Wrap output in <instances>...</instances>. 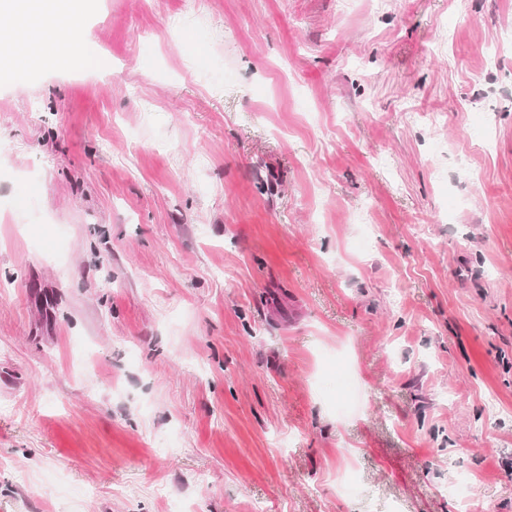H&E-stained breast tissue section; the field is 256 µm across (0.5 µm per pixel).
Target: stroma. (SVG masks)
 <instances>
[{
    "mask_svg": "<svg viewBox=\"0 0 512 512\" xmlns=\"http://www.w3.org/2000/svg\"><path fill=\"white\" fill-rule=\"evenodd\" d=\"M0 512H512V0H89L0 72Z\"/></svg>",
    "mask_w": 512,
    "mask_h": 512,
    "instance_id": "35a3bbf8",
    "label": "stroma"
}]
</instances>
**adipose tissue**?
<instances>
[{
    "mask_svg": "<svg viewBox=\"0 0 512 512\" xmlns=\"http://www.w3.org/2000/svg\"><path fill=\"white\" fill-rule=\"evenodd\" d=\"M81 9L82 0H0V11L13 18L6 36L0 37V58L10 60L20 52L35 67L64 63L69 55V30L46 29L39 21L49 16L73 18Z\"/></svg>",
    "mask_w": 512,
    "mask_h": 512,
    "instance_id": "adipose-tissue-1",
    "label": "adipose tissue"
}]
</instances>
